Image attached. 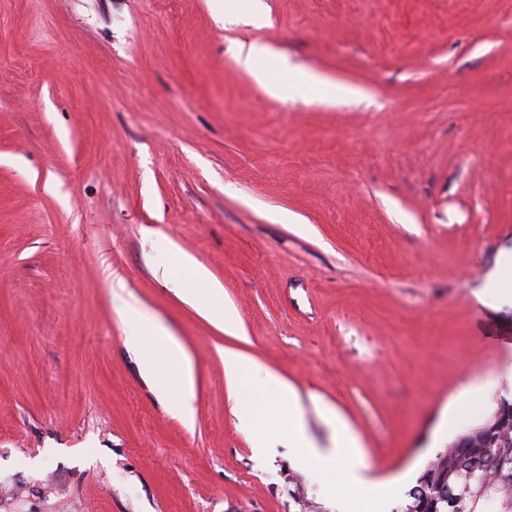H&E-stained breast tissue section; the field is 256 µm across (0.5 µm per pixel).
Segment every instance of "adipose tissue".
<instances>
[{"mask_svg": "<svg viewBox=\"0 0 512 512\" xmlns=\"http://www.w3.org/2000/svg\"><path fill=\"white\" fill-rule=\"evenodd\" d=\"M123 324L125 343L129 349L139 353L146 372H155L160 366V361L153 352L154 345H166L169 355L176 361L182 383L180 392L170 400V408L184 419H192V363L180 344L160 324L145 318L135 306L127 307ZM275 408L287 419L294 441L300 447L306 448L309 457L320 461L322 471H329L336 460L346 459L347 469L342 482L343 487L367 489L368 482L363 473L364 461L359 452H356V442L345 424H338L332 448L321 450L311 446L301 423L297 403L288 388H281Z\"/></svg>", "mask_w": 512, "mask_h": 512, "instance_id": "obj_1", "label": "adipose tissue"}]
</instances>
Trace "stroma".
Returning a JSON list of instances; mask_svg holds the SVG:
<instances>
[{"instance_id": "1", "label": "stroma", "mask_w": 512, "mask_h": 512, "mask_svg": "<svg viewBox=\"0 0 512 512\" xmlns=\"http://www.w3.org/2000/svg\"><path fill=\"white\" fill-rule=\"evenodd\" d=\"M220 3L0 0V512H337L300 449L238 430L282 419L228 349L316 447L344 422L393 510L512 394L486 287L512 257V0H248L261 27ZM239 42L360 97L281 101ZM130 301L190 357L192 421L173 364L125 345ZM236 57L239 64L249 70L258 81L261 82L267 79L266 71L261 65L262 53L260 50L253 46L241 45L236 50ZM255 360L234 350L224 352V371L228 376L241 377L254 370ZM240 427L249 435L253 448L262 453L267 446L268 430L266 427L265 413L250 411L238 415Z\"/></svg>"}]
</instances>
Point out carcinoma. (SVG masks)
I'll return each mask as SVG.
<instances>
[{
  "label": "carcinoma",
  "instance_id": "carcinoma-1",
  "mask_svg": "<svg viewBox=\"0 0 512 512\" xmlns=\"http://www.w3.org/2000/svg\"><path fill=\"white\" fill-rule=\"evenodd\" d=\"M397 512H512V397L442 449Z\"/></svg>",
  "mask_w": 512,
  "mask_h": 512
}]
</instances>
